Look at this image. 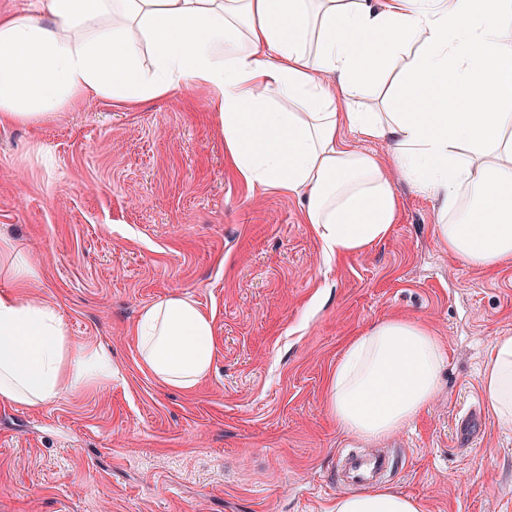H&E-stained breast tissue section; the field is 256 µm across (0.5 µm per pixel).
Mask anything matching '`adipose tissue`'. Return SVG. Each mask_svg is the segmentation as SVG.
I'll use <instances>...</instances> for the list:
<instances>
[{"mask_svg":"<svg viewBox=\"0 0 512 512\" xmlns=\"http://www.w3.org/2000/svg\"><path fill=\"white\" fill-rule=\"evenodd\" d=\"M196 86L236 178L299 197L328 260L390 235L404 181L437 201L450 256L512 265V0H32L0 14V126ZM347 131L387 157L350 147ZM40 278L0 235V402L30 409L113 372L111 353L74 343L31 295ZM133 331L141 368L165 388L191 390L214 365V317L187 295L144 306ZM444 365L423 323L380 320L345 345L327 410L344 436L383 442L429 406ZM480 383L512 428V333L492 340ZM329 512L423 508L380 487Z\"/></svg>","mask_w":512,"mask_h":512,"instance_id":"adipose-tissue-1","label":"adipose tissue"}]
</instances>
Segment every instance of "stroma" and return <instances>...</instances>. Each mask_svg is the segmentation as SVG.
<instances>
[{
  "instance_id": "1",
  "label": "stroma",
  "mask_w": 512,
  "mask_h": 512,
  "mask_svg": "<svg viewBox=\"0 0 512 512\" xmlns=\"http://www.w3.org/2000/svg\"><path fill=\"white\" fill-rule=\"evenodd\" d=\"M206 99L187 87L0 127V233L41 267L33 296L119 370L35 411L0 403V512H327L352 446L393 453L387 486L424 512H512V430L479 377L512 333V267L449 257L436 202L404 183L391 235L326 262L299 199L236 179ZM173 292L216 325L213 370L190 392L143 372L131 335ZM397 314L444 344L438 392L390 439L356 445L326 380L351 337Z\"/></svg>"
}]
</instances>
